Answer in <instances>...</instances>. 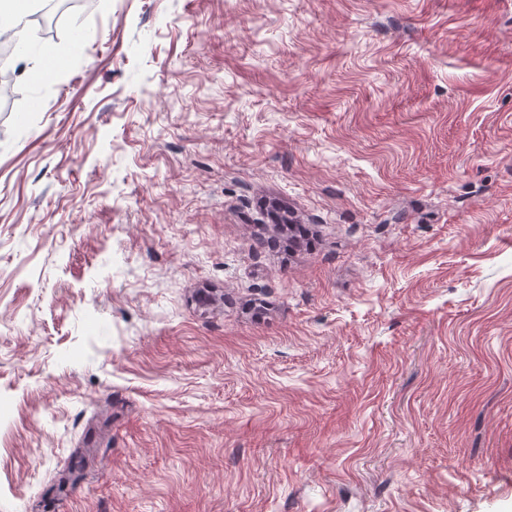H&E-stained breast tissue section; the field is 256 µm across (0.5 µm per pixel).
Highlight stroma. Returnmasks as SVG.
Returning a JSON list of instances; mask_svg holds the SVG:
<instances>
[{
    "mask_svg": "<svg viewBox=\"0 0 512 512\" xmlns=\"http://www.w3.org/2000/svg\"><path fill=\"white\" fill-rule=\"evenodd\" d=\"M29 55L0 512H512V0H91Z\"/></svg>",
    "mask_w": 512,
    "mask_h": 512,
    "instance_id": "1",
    "label": "stroma"
}]
</instances>
